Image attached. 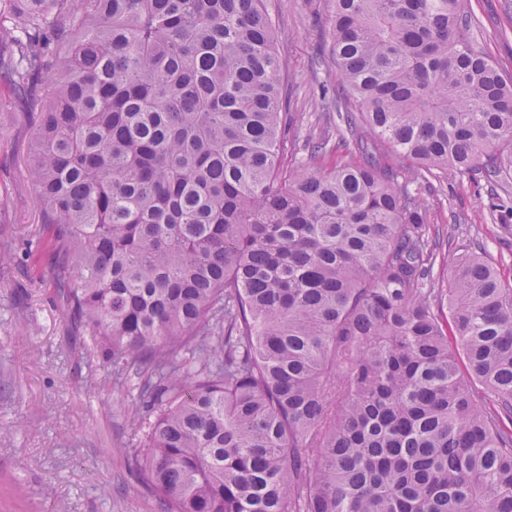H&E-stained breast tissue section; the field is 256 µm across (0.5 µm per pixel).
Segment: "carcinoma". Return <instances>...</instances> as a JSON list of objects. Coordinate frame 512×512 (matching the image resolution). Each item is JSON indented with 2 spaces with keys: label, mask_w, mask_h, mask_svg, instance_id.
Here are the masks:
<instances>
[{
  "label": "carcinoma",
  "mask_w": 512,
  "mask_h": 512,
  "mask_svg": "<svg viewBox=\"0 0 512 512\" xmlns=\"http://www.w3.org/2000/svg\"><path fill=\"white\" fill-rule=\"evenodd\" d=\"M332 4L323 107L370 137L285 166L267 0H0L51 279L140 379L161 512H512V283L469 254L432 287L409 190L512 178V81L465 0Z\"/></svg>",
  "instance_id": "carcinoma-1"
}]
</instances>
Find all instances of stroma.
I'll use <instances>...</instances> for the list:
<instances>
[{
	"instance_id": "stroma-1",
	"label": "stroma",
	"mask_w": 512,
	"mask_h": 512,
	"mask_svg": "<svg viewBox=\"0 0 512 512\" xmlns=\"http://www.w3.org/2000/svg\"><path fill=\"white\" fill-rule=\"evenodd\" d=\"M285 63L290 138L299 154L310 140L336 138L335 111L319 105L335 87L329 59L330 0H268ZM473 36L512 76V0H468ZM0 99V197L12 226L11 260L0 263V512H160L128 464L143 433L130 419L138 378L114 382L89 372L96 350L55 297L48 273L40 201L26 180L35 142ZM421 198L445 257L477 253L512 281V180L489 185L451 172L431 179Z\"/></svg>"
}]
</instances>
